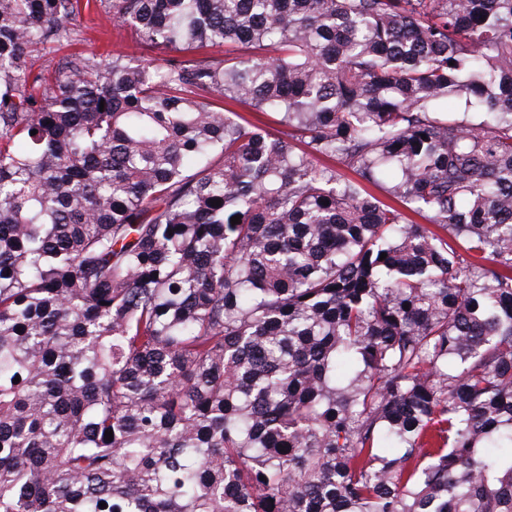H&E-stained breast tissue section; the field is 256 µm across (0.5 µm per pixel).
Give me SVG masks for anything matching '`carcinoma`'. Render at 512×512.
<instances>
[{
	"instance_id": "obj_1",
	"label": "carcinoma",
	"mask_w": 512,
	"mask_h": 512,
	"mask_svg": "<svg viewBox=\"0 0 512 512\" xmlns=\"http://www.w3.org/2000/svg\"><path fill=\"white\" fill-rule=\"evenodd\" d=\"M109 3L0 0V512H512V0ZM74 27L76 34L72 38L81 41L69 44L64 42L58 51L42 57L35 65L36 72L43 70L45 75H53L62 58L77 52L93 54L102 62L110 60L115 51L135 52L136 55H140L141 50L133 43L130 33L113 26L104 4L97 9L92 7L90 11H85L77 22V27Z\"/></svg>"
}]
</instances>
